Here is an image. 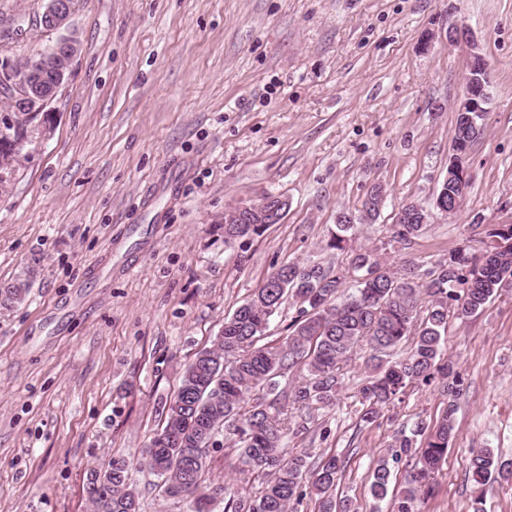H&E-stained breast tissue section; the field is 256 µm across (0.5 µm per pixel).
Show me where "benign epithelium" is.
<instances>
[{"label": "benign epithelium", "instance_id": "benign-epithelium-1", "mask_svg": "<svg viewBox=\"0 0 512 512\" xmlns=\"http://www.w3.org/2000/svg\"><path fill=\"white\" fill-rule=\"evenodd\" d=\"M71 15L68 0H49L44 12V24L49 30H62L68 27ZM470 62L469 74L466 77V91L463 101L457 107L459 112H472L481 116L486 112V94L484 91L486 80V63L484 55L474 40L469 39ZM76 41L71 37H64L58 41L55 50L49 56L41 55L31 62L27 72V98L34 106V111L45 112L51 103L57 89L60 87L65 74L69 71L75 57ZM468 145L453 146L449 157L454 166L450 167L451 177L455 178L458 193L454 205L441 213L448 215L459 210V206L466 194L468 172L466 157ZM288 201L279 195H264L255 201L241 203L235 207L224 210V223L226 224H277L281 221Z\"/></svg>", "mask_w": 512, "mask_h": 512}]
</instances>
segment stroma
I'll list each match as a JSON object with an SVG mask.
<instances>
[{
	"instance_id": "35a3bbf8",
	"label": "stroma",
	"mask_w": 512,
	"mask_h": 512,
	"mask_svg": "<svg viewBox=\"0 0 512 512\" xmlns=\"http://www.w3.org/2000/svg\"><path fill=\"white\" fill-rule=\"evenodd\" d=\"M47 0H0L24 31L0 41L23 65L60 32L36 26ZM470 29L487 63L483 132L467 158L461 210L432 198L448 173ZM71 69L0 184V285L24 275L23 303L0 306V512H91V469L146 448L178 375L224 317L276 267H347L361 247L392 264L435 266L487 225L512 222V0H75ZM385 200L363 221L375 185ZM266 193L280 223L224 240V211ZM429 211L422 235L390 243L402 205ZM357 221L346 251L326 250L336 216ZM461 380L407 388L361 419L364 357L342 364L336 405L316 411L291 448L345 458L337 487L356 512H390L370 490L398 431L454 435L420 512H512V479L476 488L471 451L512 462V285L476 315L448 321ZM130 478L142 512H190L156 477Z\"/></svg>"
}]
</instances>
